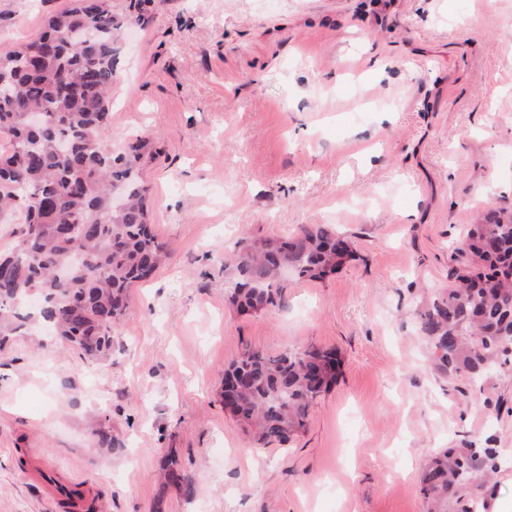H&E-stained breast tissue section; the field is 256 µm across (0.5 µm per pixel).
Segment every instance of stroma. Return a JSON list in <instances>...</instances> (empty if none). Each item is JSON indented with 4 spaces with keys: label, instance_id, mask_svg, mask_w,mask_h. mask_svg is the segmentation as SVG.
I'll list each match as a JSON object with an SVG mask.
<instances>
[{
    "label": "stroma",
    "instance_id": "35a3bbf8",
    "mask_svg": "<svg viewBox=\"0 0 512 512\" xmlns=\"http://www.w3.org/2000/svg\"><path fill=\"white\" fill-rule=\"evenodd\" d=\"M70 0H0V51ZM113 149L149 139L147 219L170 255L129 290L110 358L40 328L0 350V512H427L421 462L512 450V367L434 374L413 312L477 215L512 210V0H112ZM320 225L349 249L271 311L224 294V253ZM336 352L288 444L225 410L248 351ZM112 436L96 446L97 431ZM176 453L193 497L163 485Z\"/></svg>",
    "mask_w": 512,
    "mask_h": 512
}]
</instances>
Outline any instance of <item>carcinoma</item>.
I'll use <instances>...</instances> for the list:
<instances>
[{
  "label": "carcinoma",
  "mask_w": 512,
  "mask_h": 512,
  "mask_svg": "<svg viewBox=\"0 0 512 512\" xmlns=\"http://www.w3.org/2000/svg\"><path fill=\"white\" fill-rule=\"evenodd\" d=\"M121 23L110 0L93 8L72 0L46 21L39 37L0 53V218L14 224L0 253L10 275L0 282V344L26 325L19 309L31 296L56 335L91 362L112 354L113 333L127 314V291L164 258L147 224L141 170L152 157L139 138L112 152L109 106L115 71V32ZM40 110L46 121L27 122ZM321 226L290 241H264L237 250L229 301L245 310L280 305L279 272L310 280L336 271L348 253ZM459 252L468 264L451 271V284L416 312L419 337L432 369L452 380L477 382L487 366L512 363V212L470 225ZM336 353L294 348L276 355L248 351L224 371L221 397L257 442H288L305 427L307 412L336 375L320 370ZM498 448L448 447L420 473L429 512H488L470 493V480L487 484L500 470ZM167 483L191 497L192 479L168 460Z\"/></svg>",
  "instance_id": "1"
}]
</instances>
